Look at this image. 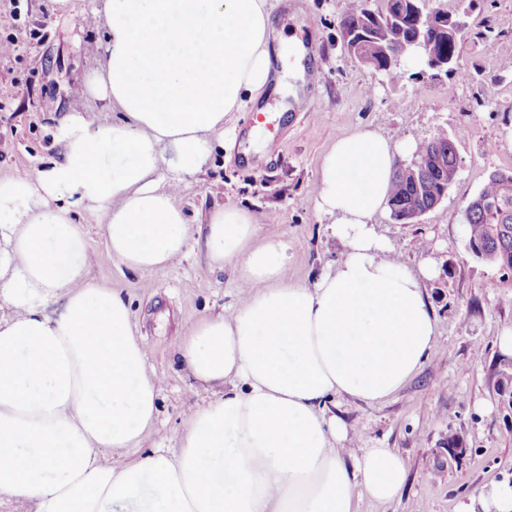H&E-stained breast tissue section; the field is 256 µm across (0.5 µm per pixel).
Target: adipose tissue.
I'll return each instance as SVG.
<instances>
[{"mask_svg":"<svg viewBox=\"0 0 512 512\" xmlns=\"http://www.w3.org/2000/svg\"><path fill=\"white\" fill-rule=\"evenodd\" d=\"M100 67L85 91L123 114L58 126L59 156L0 179V503L27 512H355L401 492L404 460L354 451L326 398L398 393L437 336L418 271L382 259L372 217L387 205L398 145L373 131L338 139L314 187L345 251L311 284L284 278L282 241L243 209H215L203 237L176 204L224 119L272 77L267 0H101ZM103 212L114 258L165 266L196 246L232 266L240 301L199 319L181 364L216 395L192 407L177 453L152 445L160 380L126 300L90 282L70 212ZM62 309L49 313L56 299Z\"/></svg>","mask_w":512,"mask_h":512,"instance_id":"1","label":"adipose tissue"}]
</instances>
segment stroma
Listing matches in <instances>:
<instances>
[{
  "label": "stroma",
  "instance_id": "stroma-1",
  "mask_svg": "<svg viewBox=\"0 0 512 512\" xmlns=\"http://www.w3.org/2000/svg\"><path fill=\"white\" fill-rule=\"evenodd\" d=\"M268 2L279 27L269 47L282 55L283 83L225 118L223 147L185 179L176 202L195 234L216 208L248 210L260 237L287 243L286 280L308 284L343 250L312 202L336 140L365 130L415 143L442 131L454 137L460 166L444 200L418 224L395 223L386 212L373 219L386 259L412 270L431 260L435 274L424 293L436 342L396 395L379 403L330 398L325 410L344 424L354 448L391 449L407 466L394 501L359 492L356 512H457L473 494L512 481V355L499 346L512 328V273L469 252L463 219L489 174L512 170V70L502 66L512 59V0H428V9L465 24L462 73L434 78L408 59L399 82L347 50L345 0ZM105 32L61 12L55 0H0V40L18 45L0 56V179L55 157L54 130L71 113L120 120L107 101L78 92L100 65ZM284 36L309 44L315 79L296 78ZM72 216L93 256L89 280L127 300L133 332L161 380L154 439L176 448L189 408L209 398L179 364L178 346L190 323L238 302L235 275L211 270L196 249L164 268L128 269L107 247L100 211L80 206Z\"/></svg>",
  "mask_w": 512,
  "mask_h": 512
}]
</instances>
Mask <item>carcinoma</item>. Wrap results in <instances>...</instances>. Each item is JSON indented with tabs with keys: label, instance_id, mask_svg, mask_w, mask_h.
<instances>
[{
	"label": "carcinoma",
	"instance_id": "carcinoma-1",
	"mask_svg": "<svg viewBox=\"0 0 512 512\" xmlns=\"http://www.w3.org/2000/svg\"><path fill=\"white\" fill-rule=\"evenodd\" d=\"M340 29L348 49L361 62L386 72L394 82L403 78L402 70L387 68L386 55L415 30L408 0H383L377 10L368 7L367 0H360L358 5L346 8ZM425 54L456 57L458 39L436 34L428 42ZM416 154L426 165L419 179L407 178L398 166L388 192L387 205L395 206L401 214L431 210L440 188L451 185L458 173L455 144L445 133L421 141ZM478 196L482 204L472 208L465 218L468 242L489 253H507L512 266V171L493 172Z\"/></svg>",
	"mask_w": 512,
	"mask_h": 512
}]
</instances>
